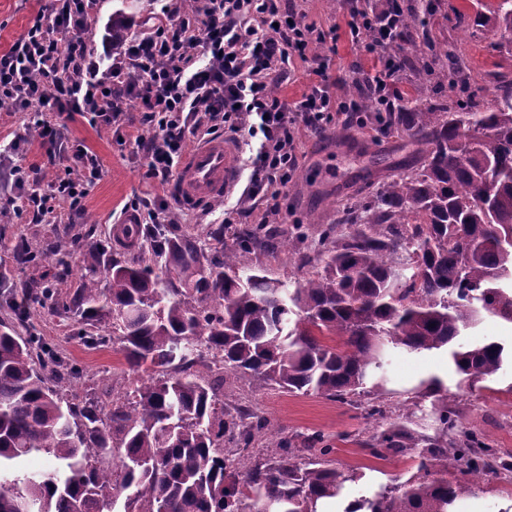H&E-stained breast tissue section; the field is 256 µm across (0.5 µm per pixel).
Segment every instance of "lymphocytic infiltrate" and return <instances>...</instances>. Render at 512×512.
I'll return each mask as SVG.
<instances>
[{
  "label": "lymphocytic infiltrate",
  "instance_id": "f902f5d3",
  "mask_svg": "<svg viewBox=\"0 0 512 512\" xmlns=\"http://www.w3.org/2000/svg\"><path fill=\"white\" fill-rule=\"evenodd\" d=\"M93 0H50L38 24L0 53V101L26 113L48 160L68 154L73 175L42 183L36 169L14 171L15 196L33 221L52 208L85 207L87 185L102 173L96 153L65 146L44 110L86 112L104 126H121L128 100L138 101L151 137H136L148 179L165 188L180 162L187 134L200 138L247 129L260 137L248 159L247 198L278 199L299 167L305 135L326 129L335 116H353L355 101L338 97L329 60L315 54L329 32L284 8L282 0H196L191 12L165 9L149 35L128 41L107 72L87 50L83 31ZM352 43L379 54L394 33L390 11L372 18L356 8ZM306 66L308 86L291 102L270 92L271 73Z\"/></svg>",
  "mask_w": 512,
  "mask_h": 512
}]
</instances>
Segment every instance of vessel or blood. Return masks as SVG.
Here are the masks:
<instances>
[{"instance_id": "b4317fda", "label": "vessel or blood", "mask_w": 512, "mask_h": 512, "mask_svg": "<svg viewBox=\"0 0 512 512\" xmlns=\"http://www.w3.org/2000/svg\"><path fill=\"white\" fill-rule=\"evenodd\" d=\"M235 147L221 138L196 143L183 157L172 185L175 201L204 207L234 191L240 181Z\"/></svg>"}]
</instances>
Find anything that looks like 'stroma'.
<instances>
[{
	"instance_id": "stroma-1",
	"label": "stroma",
	"mask_w": 512,
	"mask_h": 512,
	"mask_svg": "<svg viewBox=\"0 0 512 512\" xmlns=\"http://www.w3.org/2000/svg\"><path fill=\"white\" fill-rule=\"evenodd\" d=\"M48 0H0V51L8 48L39 19L40 10ZM474 0H443V8L427 23L422 39L401 44V58L413 61L429 60L438 51L462 57L469 65L472 80L468 88L453 82L437 85L432 98L444 101L462 100L476 96L491 102L493 89L488 72L498 65L512 64V35L476 31L462 33L456 27L457 12H472ZM169 0H95L89 13L85 40L101 70L112 65V46L108 33L115 17H122L130 35L148 31L162 14ZM286 5L322 29H335L336 54L329 73L336 77L338 95L360 100L364 93L363 81L376 65L373 55L363 47L352 44L349 25L352 0H285ZM48 120H60L67 143L84 142L99 157L102 174L88 189L84 212L69 216L57 211L46 216L44 223H30L28 215L12 214L9 223H0V320L14 318L7 306L12 294L31 286L61 282L62 289L74 293L81 286V274L89 265L105 269L112 261L111 254L90 258L78 251L72 256L67 271H60L52 253L59 241H71L93 233L96 238L112 235L113 215L136 196L151 194L153 187L145 178V160L137 152L135 136H150L137 102H129L125 120L120 128L96 127L91 114L74 112L62 117L48 113ZM20 140L19 151L9 149V143ZM408 137H392L378 130L376 125L359 126L339 117L317 137L310 136L299 145V168L294 179L283 189L278 200L280 211L271 217L269 225L275 228L279 240L303 233L306 238L317 235L319 225L332 224L336 213L356 194L371 195V187L360 186L356 173L368 165L371 156L385 157L386 164L376 173L378 180L393 177L396 169L410 152ZM41 168L45 180L64 175L65 166L50 163L39 145L27 117L19 112L0 110V197L13 193L14 169ZM267 201L241 200L239 193L221 198L219 203L196 209L171 203L169 211L178 224L188 231H197L224 219L235 225H256L267 209ZM27 243L38 252L35 263L20 261L19 245ZM247 265L262 266L268 277L286 286L306 275L307 269L300 254L282 248L248 255ZM33 323L46 341L54 345L67 362L82 373L84 388L103 392L107 381L127 367L122 344L112 341L102 348H89L74 339L78 323L70 315L44 313L34 317ZM454 396L463 414L466 427L479 430L501 454L512 455V427L505 422L512 413V370H506L494 380L476 383L473 388L459 386L458 377L448 369L447 355L441 351L408 354L392 351L385 362L383 380L377 390L381 400L390 409H399L404 402L415 400L429 405L434 391ZM228 406H246L268 417L282 438H290L313 430L334 437L342 433L364 434L373 423L365 419L360 409L317 395H294L270 389L259 381L228 387L224 393ZM334 463L341 470L353 474L342 496L330 512H343L347 503L371 494L379 486L391 483L393 478L407 479L416 471L413 453H406L386 461L372 458L366 450L351 444H339ZM456 512H512V491L499 480L475 486L469 498L460 500Z\"/></svg>"
}]
</instances>
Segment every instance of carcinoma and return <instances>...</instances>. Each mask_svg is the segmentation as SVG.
<instances>
[{
    "mask_svg": "<svg viewBox=\"0 0 512 512\" xmlns=\"http://www.w3.org/2000/svg\"><path fill=\"white\" fill-rule=\"evenodd\" d=\"M418 9L394 13L386 55L414 39ZM475 20L511 33L512 0L481 5ZM411 69L418 100L450 76L462 86L471 77L446 53ZM492 83L486 107L470 98L408 112L404 97L394 102L385 130L409 133L416 155L348 202L347 234L322 228L321 267L293 288L256 267L240 274V258L278 246L261 226L128 224L105 279L86 274L63 300L59 283L13 300L21 325L30 304L52 297L48 310L73 313L85 345L117 337L133 377L112 379L107 410L96 392L77 393L79 371L42 336L0 321V512H318L348 481L330 464L337 440L377 460L410 448L418 458L407 480L344 512H452L480 474H511L512 457L474 429L460 434L446 394L431 401L432 436L408 426L418 404L392 416L376 397L364 407L374 430L335 440L313 431L278 441L267 417L224 409V386L256 378L355 405L389 348L444 350L469 386L512 362V344L458 342L486 316L512 322V72ZM33 454L50 467L23 471Z\"/></svg>",
    "mask_w": 512,
    "mask_h": 512,
    "instance_id": "obj_1",
    "label": "carcinoma"
}]
</instances>
